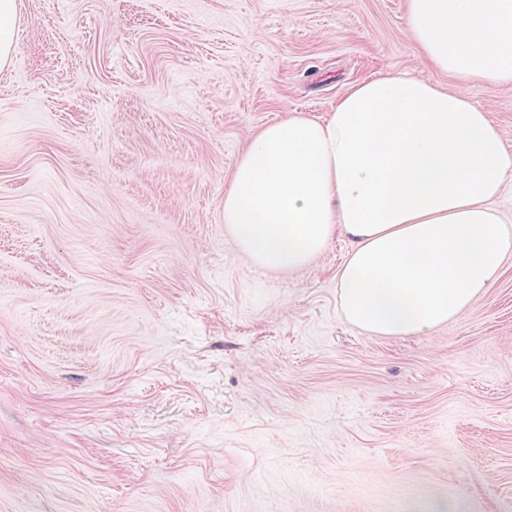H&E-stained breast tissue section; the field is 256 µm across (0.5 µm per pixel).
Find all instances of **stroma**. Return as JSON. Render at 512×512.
<instances>
[{"instance_id":"obj_1","label":"stroma","mask_w":512,"mask_h":512,"mask_svg":"<svg viewBox=\"0 0 512 512\" xmlns=\"http://www.w3.org/2000/svg\"><path fill=\"white\" fill-rule=\"evenodd\" d=\"M0 70V512H512V260L427 336L345 322L349 242L246 260L285 113L429 76L405 0H20ZM512 145V85L469 87Z\"/></svg>"}]
</instances>
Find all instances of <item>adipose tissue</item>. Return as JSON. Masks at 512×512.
Returning a JSON list of instances; mask_svg holds the SVG:
<instances>
[{"instance_id": "adipose-tissue-1", "label": "adipose tissue", "mask_w": 512, "mask_h": 512, "mask_svg": "<svg viewBox=\"0 0 512 512\" xmlns=\"http://www.w3.org/2000/svg\"><path fill=\"white\" fill-rule=\"evenodd\" d=\"M428 77L355 83L325 117L267 125L224 191V224L247 260L303 268L335 235L343 319L375 336H425L461 316L512 256L496 202L512 148L467 86L512 84V0H406Z\"/></svg>"}]
</instances>
